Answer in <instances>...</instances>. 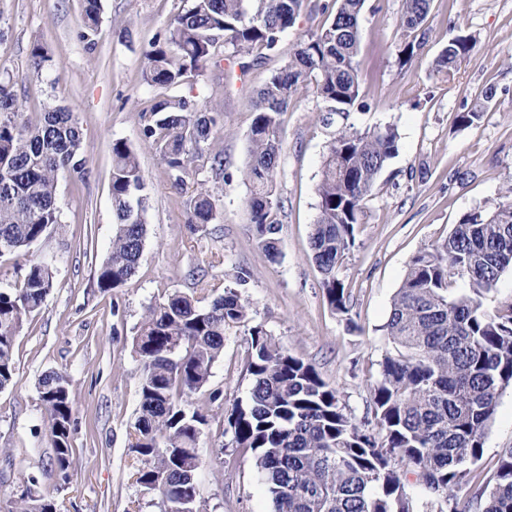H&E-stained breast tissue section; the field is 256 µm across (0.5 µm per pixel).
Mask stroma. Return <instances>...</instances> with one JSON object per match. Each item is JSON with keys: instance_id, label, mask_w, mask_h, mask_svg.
Segmentation results:
<instances>
[{"instance_id": "35a3bbf8", "label": "stroma", "mask_w": 512, "mask_h": 512, "mask_svg": "<svg viewBox=\"0 0 512 512\" xmlns=\"http://www.w3.org/2000/svg\"><path fill=\"white\" fill-rule=\"evenodd\" d=\"M309 2L276 52L247 73L224 63L194 86L177 87V94L197 96L224 111L218 141L223 174L201 171L179 189L142 134L144 112L161 93L143 82L142 69L153 38L186 8V0H102L101 24L90 45L79 37L82 0H0L5 33L0 73L15 77L29 117H37L51 97L78 113L89 167L83 179L60 173L61 225L30 250L31 257L51 261L55 285L18 337L16 373L0 392V512H15L30 475L38 479L36 495L53 499L58 512H163L160 494L141 491L132 478L129 431L141 377L132 338L147 308L165 292L191 290L186 273L196 264L205 268L207 288L231 284L236 271H247L251 324L312 362L352 418L369 420L371 387L391 348L383 326L411 260L444 239L465 213L491 206L512 188V0H431L417 32L419 46L405 66L399 63L403 0H365L357 56L363 106L349 121L361 130L394 126L398 152L379 176L356 245L338 271L350 293V317L325 302L310 249L317 188L332 138L310 92L284 116L276 176L280 256L269 261L253 237L247 205L251 99L301 36L325 22L318 0ZM462 33L475 37L478 49L448 82L435 75V59ZM36 40L50 48L55 63L39 79L29 75ZM474 108L481 112L478 123L461 126L459 113ZM116 139L127 141L139 156L147 235L136 275L123 288L103 293L95 272L112 241ZM199 186L214 195L216 223L188 221L186 201ZM247 339L245 327L226 330L224 355L212 368L208 391L191 397L212 417L198 476L207 512H274L252 456L232 448L223 433L251 386ZM51 370L68 374L74 399L67 482L52 464L38 393L40 377ZM212 389L221 392L220 401L209 402ZM505 448H512V386L499 395L476 475L460 491L463 499L489 492Z\"/></svg>"}]
</instances>
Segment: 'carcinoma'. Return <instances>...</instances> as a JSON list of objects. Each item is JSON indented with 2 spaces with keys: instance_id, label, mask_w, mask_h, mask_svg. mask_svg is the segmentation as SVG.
<instances>
[{
  "instance_id": "1",
  "label": "carcinoma",
  "mask_w": 512,
  "mask_h": 512,
  "mask_svg": "<svg viewBox=\"0 0 512 512\" xmlns=\"http://www.w3.org/2000/svg\"><path fill=\"white\" fill-rule=\"evenodd\" d=\"M87 40L98 30L101 0H83ZM365 0L320 5L329 22L309 32L273 71L252 101L247 175L253 234L270 260L279 257L280 201L276 174L282 155V116L303 91L318 100L322 122L336 129L322 165L317 217L310 235L313 261L330 309L348 316L349 296L338 270L355 246L366 201L390 159L398 134L387 126L359 130L346 123L359 102V16ZM304 0H191L172 16L145 51L150 86L188 84L216 65L219 48L258 61L276 51L295 25ZM430 0H405L401 25L411 33L426 20ZM476 40L460 34L435 62L437 76L453 79ZM52 55L31 45L30 74L41 78ZM223 111L186 96L154 101L143 135L158 151L175 186L205 168L224 167L215 143ZM83 126L76 113L49 101L32 120L21 111L15 81L0 75V260L29 252L61 224L58 173H86ZM146 180L124 140L112 142V245L96 271L103 293L137 272L146 240ZM189 223L210 224L215 205L201 187L189 199ZM512 269V192L489 210L463 215L441 242L411 260L383 330L393 344L371 390L373 420L345 412L336 388L316 366L281 347L261 326L249 328L245 404L228 419L231 443L251 452L268 484L274 512H470L457 491L480 460L499 392L512 384V302L487 305L501 275ZM241 270L223 292L176 290L150 306L133 337L140 360L138 415L129 451L133 479L145 493L164 490L165 512H206L199 491L200 440L208 415L190 395L206 387L224 351L225 330L249 322ZM54 288L52 270L28 260L20 283L0 290V391L13 382L17 337ZM54 465L69 479L74 402L70 380L50 371L38 383ZM413 474L427 491L416 504L406 492ZM29 487L16 512H57ZM481 512H512V448L499 455L496 482Z\"/></svg>"
}]
</instances>
